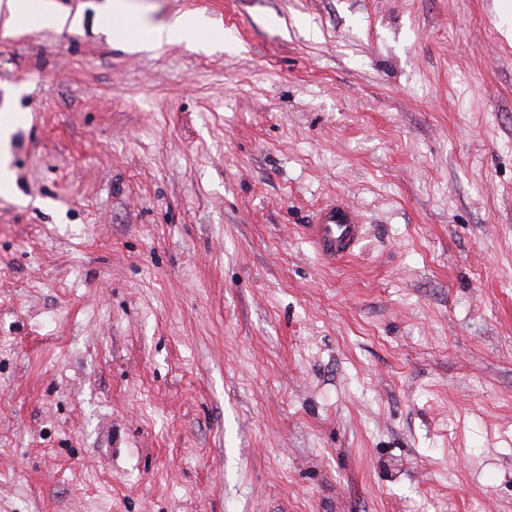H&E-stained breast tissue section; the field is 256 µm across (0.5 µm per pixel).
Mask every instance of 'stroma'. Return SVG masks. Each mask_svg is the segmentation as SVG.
<instances>
[{"instance_id":"1","label":"stroma","mask_w":512,"mask_h":512,"mask_svg":"<svg viewBox=\"0 0 512 512\" xmlns=\"http://www.w3.org/2000/svg\"><path fill=\"white\" fill-rule=\"evenodd\" d=\"M57 2L0 10V512H512L501 0ZM0 7H4L9 16L6 22L7 31L31 27L27 21L55 27H64L68 23L74 27L81 23L79 13L70 17L69 12L54 0H6L0 2ZM128 0H107L102 6V12L107 17V24L112 26V20L122 19L127 22L118 35L132 51H141L163 42L192 43L197 35L210 27L209 19L203 14H187L177 11L166 23L152 26L141 21L134 15ZM23 120L24 116L10 112L0 116V185L13 179V173L8 169L9 137L14 127L22 124ZM305 233L321 259L336 263L353 255L362 237V224L349 206L335 201L311 216Z\"/></svg>"}]
</instances>
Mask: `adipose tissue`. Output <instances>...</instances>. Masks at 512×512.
Listing matches in <instances>:
<instances>
[{
  "label": "adipose tissue",
  "mask_w": 512,
  "mask_h": 512,
  "mask_svg": "<svg viewBox=\"0 0 512 512\" xmlns=\"http://www.w3.org/2000/svg\"><path fill=\"white\" fill-rule=\"evenodd\" d=\"M8 20L6 28L16 31L34 22L45 26H77L80 16L70 15L56 0H5ZM107 19L125 20V28L118 35L127 49L141 51L162 43L193 42L197 35L210 26L208 18L201 14L175 13L165 24L152 26L134 15L127 0H106L102 7Z\"/></svg>",
  "instance_id": "adipose-tissue-1"
}]
</instances>
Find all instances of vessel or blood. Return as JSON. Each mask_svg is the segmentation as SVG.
Wrapping results in <instances>:
<instances>
[{
  "mask_svg": "<svg viewBox=\"0 0 512 512\" xmlns=\"http://www.w3.org/2000/svg\"><path fill=\"white\" fill-rule=\"evenodd\" d=\"M305 233L321 259L338 262L353 255L362 237V226L349 206L334 202L312 215Z\"/></svg>",
  "mask_w": 512,
  "mask_h": 512,
  "instance_id": "vessel-or-blood-1",
  "label": "vessel or blood"
}]
</instances>
